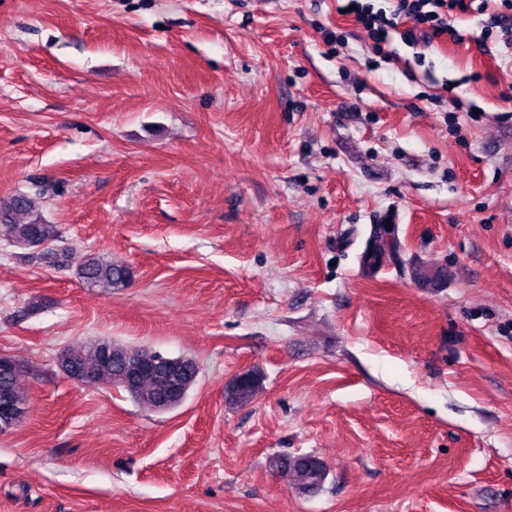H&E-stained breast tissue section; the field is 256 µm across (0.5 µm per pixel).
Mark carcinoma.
Returning a JSON list of instances; mask_svg holds the SVG:
<instances>
[{
    "mask_svg": "<svg viewBox=\"0 0 512 512\" xmlns=\"http://www.w3.org/2000/svg\"><path fill=\"white\" fill-rule=\"evenodd\" d=\"M47 189L33 186V191L20 192L9 202L0 205V225L7 229V240L25 248L51 245L59 241L58 225L46 221L41 203ZM402 246L395 227L385 224L374 226L364 251L360 255V266L367 276H372L386 265H401ZM78 277L90 288L112 289L125 287L131 280V268L104 257L88 255L77 271ZM410 276L415 282L439 283L447 278L441 267L412 265ZM133 359L151 363L158 352L150 348L123 347L111 344L110 353H105L96 340L79 349H68L60 353L58 362L63 371L72 376L76 373L90 374L97 386H117L129 393L142 407L154 409L159 401L172 394L165 373L161 370L140 372L123 363L127 354ZM8 368L0 371V434L10 431L18 421L14 419L16 407L28 405V394L18 382L20 364L6 355ZM262 385V377L253 372L243 380L233 383L229 398L240 403L251 400ZM268 468L289 478L292 487L301 492L319 488L327 477L325 463L316 457L279 454L268 459Z\"/></svg>",
    "mask_w": 512,
    "mask_h": 512,
    "instance_id": "carcinoma-1",
    "label": "carcinoma"
}]
</instances>
